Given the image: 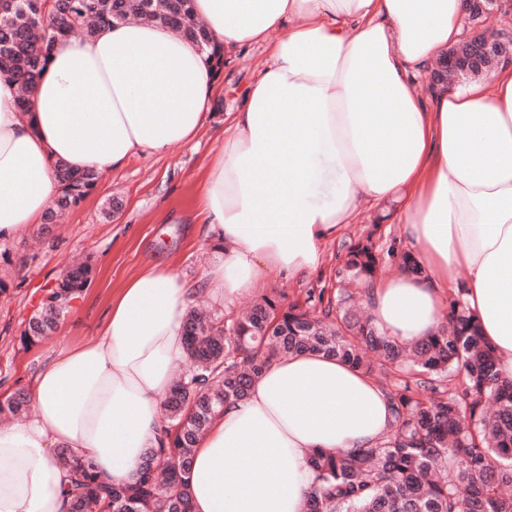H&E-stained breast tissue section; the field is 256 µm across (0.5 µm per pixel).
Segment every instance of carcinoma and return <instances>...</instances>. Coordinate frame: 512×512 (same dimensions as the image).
<instances>
[{
  "label": "carcinoma",
  "instance_id": "carcinoma-1",
  "mask_svg": "<svg viewBox=\"0 0 512 512\" xmlns=\"http://www.w3.org/2000/svg\"><path fill=\"white\" fill-rule=\"evenodd\" d=\"M146 20L209 46L193 0H0V77L20 83V111L29 85L48 65L55 42L91 37L105 25ZM57 207L78 205L99 175L56 163ZM351 245L336 269L337 289L309 291L284 305L262 295L243 316L209 318L196 311L185 325L189 367L162 401L160 443L146 451L133 483L100 477L67 448L57 458L69 471L68 512H190L196 444L224 406L245 398L254 380L299 353L334 356L362 370L387 394L394 423L376 448L314 452L306 512H512V381L467 315L464 290L450 300L448 324L415 345L382 335L355 310L347 284L366 286L381 271L374 236ZM91 282L89 265L62 274L49 303L30 319L20 344L35 345L57 328L68 303ZM29 392L0 399V414L18 418Z\"/></svg>",
  "mask_w": 512,
  "mask_h": 512
}]
</instances>
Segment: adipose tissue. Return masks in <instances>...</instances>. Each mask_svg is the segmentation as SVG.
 I'll return each instance as SVG.
<instances>
[{
	"instance_id": "ef3b65f1",
	"label": "adipose tissue",
	"mask_w": 512,
	"mask_h": 512,
	"mask_svg": "<svg viewBox=\"0 0 512 512\" xmlns=\"http://www.w3.org/2000/svg\"><path fill=\"white\" fill-rule=\"evenodd\" d=\"M220 48L268 57L210 158L198 220L214 248L206 294L232 306L272 278L316 273L323 245L365 209L394 205L417 272L366 291L401 344L435 333L464 288L512 379V67L421 85L460 45L466 0H194ZM0 78V242L41 223L56 161L106 173L192 142L218 94L205 53L131 22L56 42L18 112ZM332 201L318 202V192ZM193 288L154 264L113 298L100 333L38 371L32 418L0 424V512H67L56 448L133 482L160 435L158 408L185 356ZM394 421L361 370L287 357L210 423L194 453L192 512H303L311 450L379 445Z\"/></svg>"
}]
</instances>
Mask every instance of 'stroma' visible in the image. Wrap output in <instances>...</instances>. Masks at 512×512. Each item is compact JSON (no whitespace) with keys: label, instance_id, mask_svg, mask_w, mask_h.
Masks as SVG:
<instances>
[{"label":"stroma","instance_id":"stroma-1","mask_svg":"<svg viewBox=\"0 0 512 512\" xmlns=\"http://www.w3.org/2000/svg\"><path fill=\"white\" fill-rule=\"evenodd\" d=\"M265 48L229 51L217 79L213 118L199 137L163 155H136L103 174L96 187L60 223L35 224L0 243V398L30 387L41 366L65 346L98 334L112 297L147 263L163 260L186 280L198 283L213 260L201 227L188 223L202 185L205 165L220 146L224 127L266 58ZM379 226L380 249L399 235L378 210H366L325 250V273L302 280L270 281L286 302H304L309 289L334 290L336 267L351 243ZM89 260L92 281L60 320L52 336L23 349V333L44 288L69 262Z\"/></svg>","mask_w":512,"mask_h":512}]
</instances>
